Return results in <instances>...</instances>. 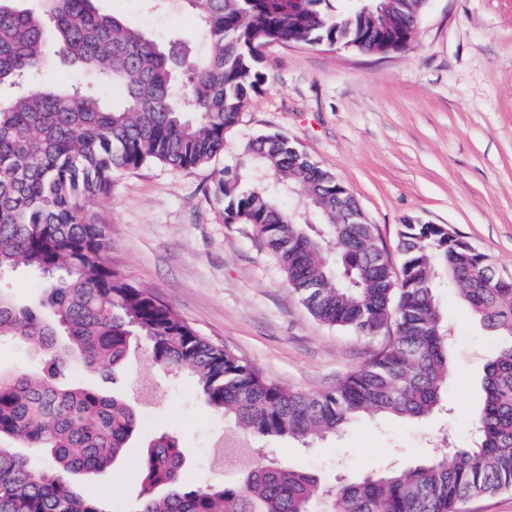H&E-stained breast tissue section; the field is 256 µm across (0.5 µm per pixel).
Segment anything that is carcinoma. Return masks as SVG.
I'll return each mask as SVG.
<instances>
[{
  "mask_svg": "<svg viewBox=\"0 0 512 512\" xmlns=\"http://www.w3.org/2000/svg\"><path fill=\"white\" fill-rule=\"evenodd\" d=\"M197 11L201 50L163 46L93 0H42V12L0 0V338L20 339L42 365L0 370V512H115L69 480L100 473L142 428L125 397L80 385L78 364L104 376L147 341L148 368L182 370L202 401L234 421L224 452L244 468L236 483L180 482L185 449L161 433L138 460L134 512H457L477 497L512 491V288L488 257L446 224H403L399 269L376 243L375 225L336 176L283 133L249 139L234 170L213 173L224 223L249 224L310 314L385 344L336 386L302 393L266 380L198 334L154 294L108 264L104 225L86 203L112 192L118 174L149 164L205 167L224 151L248 99L267 81L271 43L405 51L425 0H180ZM70 60L123 92L121 103L76 85L42 82L49 56ZM298 186L321 219L314 229L282 209ZM24 266L53 283L19 304L5 279ZM454 281L473 314L501 339L484 365L478 440L324 487L312 472L259 456L251 439L303 444L336 434L365 413L431 415L448 384V321L435 300L439 276Z\"/></svg>",
  "mask_w": 512,
  "mask_h": 512,
  "instance_id": "cac0c4a2",
  "label": "carcinoma"
}]
</instances>
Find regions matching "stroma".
<instances>
[{"label": "stroma", "instance_id": "1", "mask_svg": "<svg viewBox=\"0 0 512 512\" xmlns=\"http://www.w3.org/2000/svg\"><path fill=\"white\" fill-rule=\"evenodd\" d=\"M95 4L159 44L178 39L187 50L198 47L196 14L170 0ZM264 56L268 81L226 134L213 167L155 164L122 173L92 208L106 228L114 269L269 380L320 392L363 365L380 342L311 316L250 225L225 223L212 171L235 165L252 136L282 132L346 185L391 260L399 258L401 225L417 218L449 225L499 275L512 277V0H427L411 46L399 54L276 43ZM436 298L452 329L440 410L414 422L370 414L313 448L265 439L266 458L333 485L413 465L448 444L470 446L477 437L470 417L483 404V366L496 339L455 283L441 282ZM73 377L135 400L144 436H176L189 450L185 482L236 476V464L213 452L232 424L203 404L186 375L133 364L112 382L79 368ZM141 454L134 446L107 472L74 482L130 512Z\"/></svg>", "mask_w": 512, "mask_h": 512}]
</instances>
